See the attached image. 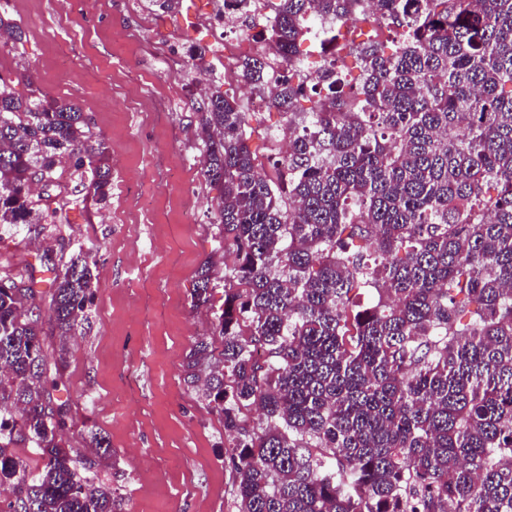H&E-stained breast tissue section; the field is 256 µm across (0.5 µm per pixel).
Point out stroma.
<instances>
[{
	"label": "stroma",
	"instance_id": "35a3bbf8",
	"mask_svg": "<svg viewBox=\"0 0 512 512\" xmlns=\"http://www.w3.org/2000/svg\"><path fill=\"white\" fill-rule=\"evenodd\" d=\"M209 9L210 0H182L171 12L147 0H10L8 16L25 38L0 51V73L30 67L37 86L79 107L108 146L107 205L71 210L57 236L25 224L0 228V273L46 280L44 251L60 265L75 250L90 253L89 319L68 345L47 334L44 351L65 361L54 396L75 413L69 448L94 460L91 477L111 488L122 512H237L224 424L181 368L224 302L219 279L212 306H191L196 271L220 241L208 219L218 192L201 173L190 124L198 74L171 57L206 48L208 88L237 89L213 64L200 22ZM91 429L107 438L111 458L88 448Z\"/></svg>",
	"mask_w": 512,
	"mask_h": 512
}]
</instances>
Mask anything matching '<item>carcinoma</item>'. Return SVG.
Returning a JSON list of instances; mask_svg holds the SVG:
<instances>
[{
  "instance_id": "cac0c4a2",
  "label": "carcinoma",
  "mask_w": 512,
  "mask_h": 512,
  "mask_svg": "<svg viewBox=\"0 0 512 512\" xmlns=\"http://www.w3.org/2000/svg\"><path fill=\"white\" fill-rule=\"evenodd\" d=\"M8 3L0 49L25 36L3 18ZM236 7L263 47L236 61L237 82L262 95L279 64L282 123L264 168L255 113L235 93L189 96L202 173L219 191L211 223L234 259L212 333L182 372L232 436L238 512H512V0H275L266 17L254 0ZM349 21L396 38L348 39ZM315 27L314 69L301 44ZM111 190L108 148L84 113L29 71L0 73V225L53 234ZM40 263L65 345L94 299L89 255ZM217 264L200 263L192 307L210 303ZM42 300L0 276V483L12 494L0 512H116L68 449ZM19 442L38 472L9 451Z\"/></svg>"
}]
</instances>
